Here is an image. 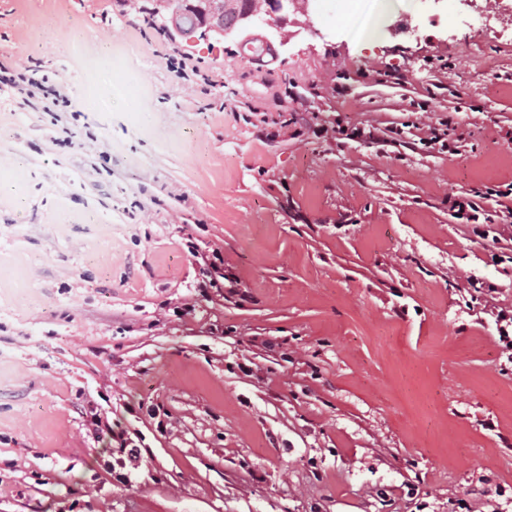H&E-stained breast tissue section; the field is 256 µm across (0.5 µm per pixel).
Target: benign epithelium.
Returning a JSON list of instances; mask_svg holds the SVG:
<instances>
[{
    "instance_id": "7a95c632",
    "label": "benign epithelium",
    "mask_w": 512,
    "mask_h": 512,
    "mask_svg": "<svg viewBox=\"0 0 512 512\" xmlns=\"http://www.w3.org/2000/svg\"><path fill=\"white\" fill-rule=\"evenodd\" d=\"M291 0H265L262 12L249 9L241 10L226 20L209 10L203 9L192 0H183L181 9L173 13V17L187 14L192 23L182 26L173 23L168 30L170 39L184 40L196 45L212 47L219 42L231 41L239 46L250 43L253 36L249 31L261 25L275 31L280 29V22L288 16V4Z\"/></svg>"
}]
</instances>
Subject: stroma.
<instances>
[{
	"label": "stroma",
	"instance_id": "stroma-1",
	"mask_svg": "<svg viewBox=\"0 0 512 512\" xmlns=\"http://www.w3.org/2000/svg\"><path fill=\"white\" fill-rule=\"evenodd\" d=\"M378 4L342 23L317 0L257 58L116 0H0V62L74 113L0 91V512H485L512 490V226L452 210L512 208V39L393 0L402 40Z\"/></svg>",
	"mask_w": 512,
	"mask_h": 512
}]
</instances>
